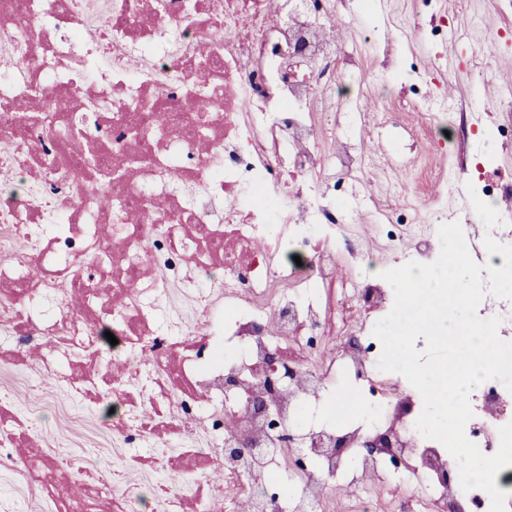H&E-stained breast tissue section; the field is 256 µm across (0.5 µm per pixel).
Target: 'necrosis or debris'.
<instances>
[{
    "instance_id": "4bbe7bcc",
    "label": "necrosis or debris",
    "mask_w": 512,
    "mask_h": 512,
    "mask_svg": "<svg viewBox=\"0 0 512 512\" xmlns=\"http://www.w3.org/2000/svg\"><path fill=\"white\" fill-rule=\"evenodd\" d=\"M336 24V0H0V183L20 170L45 178L27 184L22 198L0 200V358L27 362L34 342L49 340L38 356L37 378H52L85 398L111 386L121 407L112 435L123 447L187 446L175 457L131 456L184 474L161 483L156 512H343L329 490L346 465L375 474L400 472L430 512H447L465 497L475 512H490L481 489L463 490L438 473L457 462L414 427L419 401L396 398L398 378L380 371L381 343L367 322L349 326L334 355L322 343L336 333L337 306L390 311L379 257L405 261L433 251L437 227L418 209H380L374 215L377 252L365 253L353 231L367 204L356 173L410 169L414 159L390 149L380 154L341 150L365 124L351 112L340 128L326 126L337 104H350L344 83L348 55L326 31ZM209 57H200L198 42ZM110 57L96 82L105 111L85 107L81 77L99 52ZM210 108L192 109L195 85ZM435 123L423 134L385 113L379 127L396 129L416 152L445 144L454 108L429 98ZM80 113L82 142L112 146V165L72 178L45 134V117L70 121ZM208 141L195 137L200 124ZM112 194L124 205L111 221L84 223L79 202ZM474 195L491 211L485 234L512 243V213L499 201L512 182H485ZM67 220L47 233L42 214ZM344 262L351 274L337 280ZM80 278L77 290L65 284ZM195 314L196 339L180 319L157 326L172 287ZM121 366H97L106 334ZM295 370L284 383L263 382L271 357ZM360 391L359 413L314 426L300 425L338 376ZM235 421L226 429V408ZM466 437L487 456L499 447L501 426L512 422V393L492 386L471 404ZM396 441L365 454L386 431ZM29 431L0 405V457L38 487L53 512H136L137 487L86 471L75 496L70 472L52 453L23 461L12 450ZM348 439L341 458L321 455L336 437ZM237 449L234 457L224 456ZM215 470L226 497L203 493V473Z\"/></svg>"
}]
</instances>
